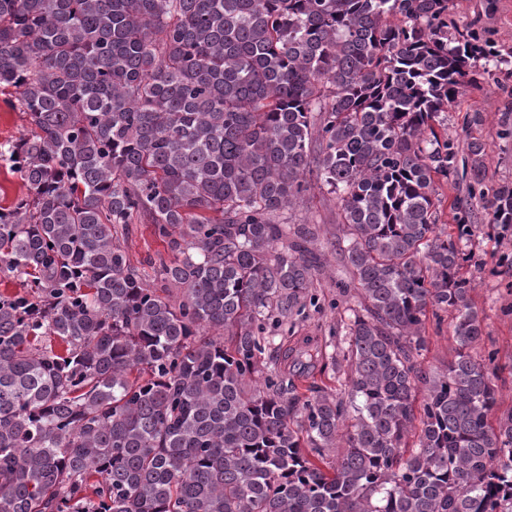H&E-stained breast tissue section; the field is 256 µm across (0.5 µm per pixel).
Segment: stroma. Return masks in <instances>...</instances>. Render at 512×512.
Wrapping results in <instances>:
<instances>
[{
    "mask_svg": "<svg viewBox=\"0 0 512 512\" xmlns=\"http://www.w3.org/2000/svg\"><path fill=\"white\" fill-rule=\"evenodd\" d=\"M451 17L461 28L482 33L500 52L502 61L490 72L478 75L475 85L448 108V138L453 141L462 162L458 176L440 183L442 199L439 221L455 223L457 206L469 210V221L476 229L471 238V251L485 264L475 275L472 298L484 316L486 337L477 355L495 352L502 368L498 390V413L512 410V262L507 255L512 245L494 237L491 217L478 196L472 195L468 172L471 159L468 145L480 140L486 147L484 158L487 182L495 185L512 182V138L501 137L504 113H512V0H452ZM282 220L288 224H315L319 227L317 249H324L336 237V202L319 183H311L309 191ZM132 265L152 272L165 251L149 235L145 224L132 225L125 240ZM341 274L337 263L316 272L311 292L315 305L307 306L297 317L292 331L295 341L311 340L312 344H328L333 340L340 310L336 279ZM426 344L420 360L425 367L440 370L454 355L455 342L449 323L426 325Z\"/></svg>",
    "mask_w": 512,
    "mask_h": 512,
    "instance_id": "obj_1",
    "label": "stroma"
}]
</instances>
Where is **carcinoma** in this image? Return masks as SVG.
Wrapping results in <instances>:
<instances>
[{"mask_svg":"<svg viewBox=\"0 0 512 512\" xmlns=\"http://www.w3.org/2000/svg\"><path fill=\"white\" fill-rule=\"evenodd\" d=\"M451 0H0V512H512V412L471 291L473 225L438 224L435 122L498 50ZM479 141L471 179L485 183ZM336 199V386L298 315ZM512 238V184L480 190ZM145 219L161 287L131 266ZM454 357L419 362L428 318ZM415 438L409 443V438ZM343 449L334 465L332 449ZM0 96V142L6 139H16L26 134L29 125L19 112L7 108ZM0 205L9 206L16 198L25 192L21 179L8 170L0 169ZM281 219L288 224H319V240L314 247L326 254V243L336 239V200L313 180L303 199L285 211Z\"/></svg>","mask_w":512,"mask_h":512,"instance_id":"carcinoma-1","label":"carcinoma"}]
</instances>
